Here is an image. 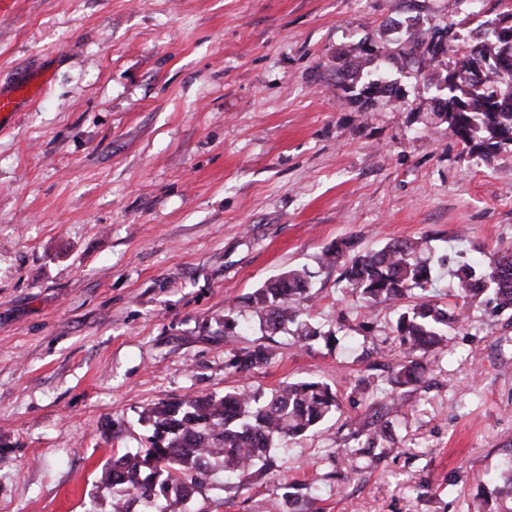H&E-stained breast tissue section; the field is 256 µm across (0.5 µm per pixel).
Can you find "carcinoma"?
I'll use <instances>...</instances> for the list:
<instances>
[{"mask_svg": "<svg viewBox=\"0 0 512 512\" xmlns=\"http://www.w3.org/2000/svg\"><path fill=\"white\" fill-rule=\"evenodd\" d=\"M431 32L414 30L396 57L403 68L422 59L437 60ZM459 83L441 90L439 81L428 78L435 89L430 99L431 115L448 124V131L464 146L479 147L483 155L512 145V71L498 70L494 61H512V36L493 29L492 42L460 43L458 34L448 38ZM381 49L364 44L337 54V73L361 85L358 96L391 95L394 84L383 78L363 76V65L378 58ZM484 81L474 82L479 73ZM448 261L437 254L427 234L386 244L379 250H357L355 243L342 240L322 251L324 268L341 267L348 287L361 301L363 317L378 309L394 310L391 326L401 348L387 382L392 389L419 388L427 367L422 353L438 348L452 331L466 322L465 310L455 304L444 306L433 288L436 268ZM313 273L306 267L289 268L266 281L244 298L259 320L260 331L276 334L295 326L298 341L322 340L335 345L336 334L304 319L298 302L309 295ZM448 296L473 305L493 301L501 311H512V255L489 261H458ZM412 303L403 305L404 299ZM273 352L265 345L240 351L230 361L246 372L267 365ZM339 409V396L329 384L303 379L285 383L270 393L237 388L221 396L187 395L161 402L143 412L152 427L148 446L112 462L108 478L112 485V512H130L132 502L158 503L174 494L183 502L206 483L216 464L224 474L244 483L262 471L271 452L280 443L302 436L326 422ZM390 431V421L375 417L358 435L368 447ZM492 498H481L469 512H512V456L507 474L494 483Z\"/></svg>", "mask_w": 512, "mask_h": 512, "instance_id": "cac0c4a2", "label": "carcinoma"}]
</instances>
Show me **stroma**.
Returning <instances> with one entry per match:
<instances>
[{"label":"stroma","mask_w":512,"mask_h":512,"mask_svg":"<svg viewBox=\"0 0 512 512\" xmlns=\"http://www.w3.org/2000/svg\"><path fill=\"white\" fill-rule=\"evenodd\" d=\"M512 0H0V512H112L113 459L149 433L151 404L313 377L341 410L275 449L246 484L216 470L175 512H467L512 455V317L477 305L423 355L388 441L337 483L349 428L383 408L353 394L386 340L349 346L360 303L343 239L377 249L428 234L448 255L512 253V148L466 151L428 124L418 66L394 96L355 100L336 53L394 54L392 21L474 41ZM317 268L310 320L335 347L224 317L294 266ZM273 349L240 373L234 353Z\"/></svg>","instance_id":"35a3bbf8"}]
</instances>
